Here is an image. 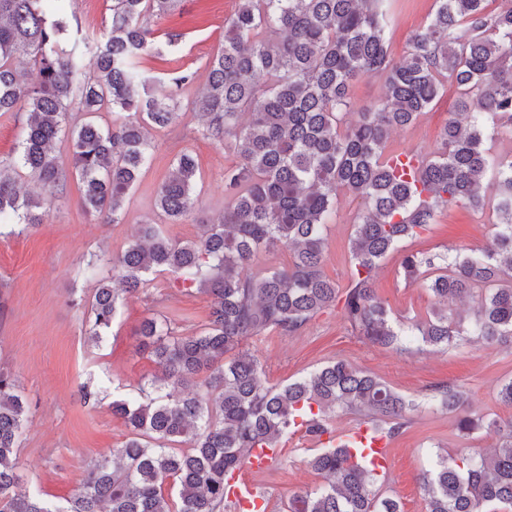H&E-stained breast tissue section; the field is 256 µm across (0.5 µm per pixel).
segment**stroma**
<instances>
[{
  "label": "stroma",
  "instance_id": "obj_1",
  "mask_svg": "<svg viewBox=\"0 0 512 512\" xmlns=\"http://www.w3.org/2000/svg\"><path fill=\"white\" fill-rule=\"evenodd\" d=\"M236 7L237 0H176L172 12L152 19L151 25L158 38L171 32L181 39L162 59H145L148 73L160 77L187 67L204 73L207 60L224 42V22ZM434 9V0H393L388 20L392 60L407 56L412 36L427 25ZM198 91L195 84L179 89V120L171 128L151 131L152 160L129 196L122 223L100 224L86 215L80 185L74 180L65 198L47 200L46 223L20 233L0 229V370L13 375L29 408L18 441L16 473L21 489L44 499L66 503L91 459L127 440L130 430L113 415L112 399L137 395L158 371L153 356L140 346L141 323L152 317L167 320L177 333L192 335L208 320L210 296L178 288L167 275L153 276L147 288L121 304L101 342L87 334L85 308L98 281L112 275L108 258L124 250L139 222L152 216L157 190L182 149L192 151L200 181L192 217L167 225L169 237L180 242L197 239L200 220L215 223L222 218L224 168L236 157L198 135L200 119L192 108ZM456 100V89L447 88L413 124L393 132L390 146L435 151ZM361 208L360 198L341 193L327 225L322 271L342 292L351 280L352 224ZM494 233L490 213L454 206L441 210L428 232L406 240L402 250L380 264L374 277L378 297L394 317L426 319L432 298L425 289L406 283L400 267L403 255L480 248ZM248 346L270 384H285L343 360L416 402L408 424L390 443L389 473L377 481L381 493L398 499L401 512H426L418 476L438 457L460 451L485 453L499 440L493 429L460 432L456 414L433 401L434 388H461L466 411L474 419L512 421V407L498 398L500 384L512 377L508 344L460 340L445 350L382 348L358 336L336 305L318 313L296 335L268 332L249 339ZM86 384L98 390L97 401L84 402ZM282 447L278 461L251 476L267 500L268 512H288L293 495L325 483L323 474L309 464L315 445L308 437L287 436Z\"/></svg>",
  "mask_w": 512,
  "mask_h": 512
}]
</instances>
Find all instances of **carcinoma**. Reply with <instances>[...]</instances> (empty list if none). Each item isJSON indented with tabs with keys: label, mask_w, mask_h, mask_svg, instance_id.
Wrapping results in <instances>:
<instances>
[{
	"label": "carcinoma",
	"mask_w": 512,
	"mask_h": 512,
	"mask_svg": "<svg viewBox=\"0 0 512 512\" xmlns=\"http://www.w3.org/2000/svg\"><path fill=\"white\" fill-rule=\"evenodd\" d=\"M66 0H0V114L24 112L17 158L0 160V225L45 223L38 196L22 195L17 169L53 198L67 195L71 177L82 185L87 215L119 224L142 170L150 161L147 130L172 127L180 101L166 89L195 80L189 68L148 91L143 55L153 51L146 20L166 15L174 0H112L109 35L85 31ZM390 0H238L225 22L224 45L206 66L195 100L198 134L233 151L224 168V215L203 224L194 241L168 237L164 223L187 218L195 204L198 167L178 154L157 192L158 219L112 257L120 288L102 281L88 310L98 341L116 318L123 295L146 287L147 276L170 274L212 299L202 331L182 336L167 321L148 318L139 331L160 373L143 396L112 401L131 437L87 465L68 505L19 490L17 439L27 406L10 376L0 372V512H225V479L249 449L298 432L317 440L330 431L326 414L356 411L386 425L393 438L408 424L413 400L381 379L339 360L286 385H269L245 340L276 332L296 334L339 299L321 269L324 228L340 193L364 201L351 239L353 271L343 310L374 345L447 348L463 335L512 343V157L493 159L487 142L512 133V0L498 12L487 0H435L428 24L411 39L408 56L387 51ZM96 70L85 71L84 61ZM383 79L381 103L349 112L353 83ZM456 88L440 147L430 153L387 151L390 132L413 124L447 86ZM115 112L112 125L93 121ZM76 112L85 117L71 122ZM67 137L73 170L64 169L55 142ZM414 158L412 179L396 174L399 156ZM493 174V199L483 179ZM450 205L489 209L497 231L482 250L453 255L407 253L401 272L434 299L422 322L394 320L376 295L373 273L407 238L429 229ZM288 249V267L259 278L242 274L261 249ZM475 302L468 327L451 305ZM434 398L457 413L467 434L481 424L465 414L464 392L435 388ZM186 443L185 451L172 445ZM311 467L328 483L289 500V512H400L383 498L371 471L332 443L321 445ZM427 512H506L512 509V421L487 454L440 458L420 477Z\"/></svg>",
	"instance_id": "1"
}]
</instances>
